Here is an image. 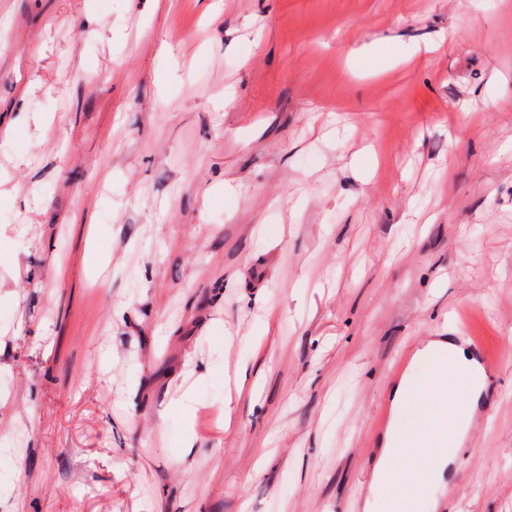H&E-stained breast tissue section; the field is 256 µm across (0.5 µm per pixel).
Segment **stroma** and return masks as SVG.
Masks as SVG:
<instances>
[{"mask_svg": "<svg viewBox=\"0 0 512 512\" xmlns=\"http://www.w3.org/2000/svg\"><path fill=\"white\" fill-rule=\"evenodd\" d=\"M468 334L512 512V0H0V512H351ZM434 341L441 342L443 344L448 345V353L442 354L440 352H436L427 348L425 351H429L432 353L433 360L435 363H444L448 368V378L469 366V362L467 361L466 354L461 347H457L454 344L448 343V338H435Z\"/></svg>", "mask_w": 512, "mask_h": 512, "instance_id": "1", "label": "stroma"}]
</instances>
